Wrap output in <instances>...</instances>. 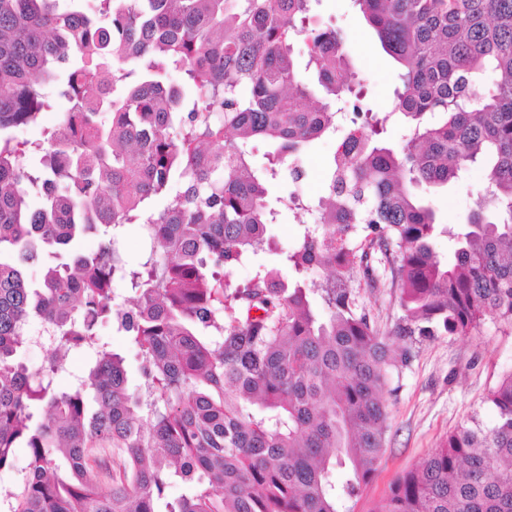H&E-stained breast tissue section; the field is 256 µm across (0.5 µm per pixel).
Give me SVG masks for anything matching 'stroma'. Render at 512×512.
I'll list each match as a JSON object with an SVG mask.
<instances>
[{
    "label": "stroma",
    "instance_id": "1",
    "mask_svg": "<svg viewBox=\"0 0 512 512\" xmlns=\"http://www.w3.org/2000/svg\"><path fill=\"white\" fill-rule=\"evenodd\" d=\"M315 29L334 28L344 33L346 51L376 112L390 111L395 100L397 67L351 0H318L311 14ZM335 142L313 143L303 156L308 177L299 194L317 198L324 192L325 167ZM484 170L475 165L445 187L421 186L417 193L443 224H464L482 208ZM361 301L381 330H389L401 314L393 288H362ZM512 371V328L486 321L472 335H441L426 339L403 373L399 388L388 395V432L385 452L371 481L354 503V512H377L393 479L417 467L439 448L448 432L470 419L491 426L495 410L486 395L498 380Z\"/></svg>",
    "mask_w": 512,
    "mask_h": 512
}]
</instances>
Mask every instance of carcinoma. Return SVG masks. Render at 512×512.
Listing matches in <instances>:
<instances>
[{
  "instance_id": "cac0c4a2",
  "label": "carcinoma",
  "mask_w": 512,
  "mask_h": 512,
  "mask_svg": "<svg viewBox=\"0 0 512 512\" xmlns=\"http://www.w3.org/2000/svg\"><path fill=\"white\" fill-rule=\"evenodd\" d=\"M313 2L61 12L58 0H0V471L15 448L30 454L0 512H350L415 345L488 319L512 327V0H351L399 67L383 113L363 107L341 33L306 26ZM300 36L317 99L299 78ZM51 83L62 125L35 145L4 134L38 120ZM391 124L407 132L398 149ZM258 138L270 144L261 163ZM325 138L326 194L272 198V184L308 177L305 149ZM472 164L485 168V210L455 231L415 189ZM282 206L305 219L275 249ZM127 224L145 244L135 268ZM444 234L449 262L434 249ZM88 236L97 250H71ZM271 251L247 283L232 279ZM319 270L329 277L311 278ZM385 284L403 312L387 332L355 291ZM33 317L53 344L35 374L21 361ZM108 320L142 359L140 393L99 342ZM79 349L87 370L61 388ZM486 401L493 426L448 433L377 512H512V371ZM100 448L117 458L108 493ZM173 482L184 492L168 501Z\"/></svg>"
}]
</instances>
